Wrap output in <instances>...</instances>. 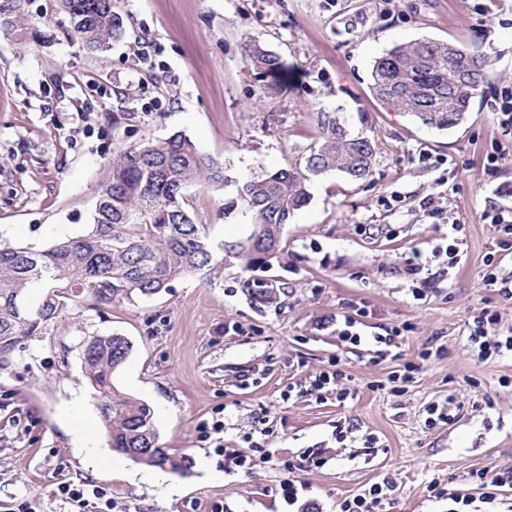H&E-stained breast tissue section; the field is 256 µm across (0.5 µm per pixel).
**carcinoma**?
I'll use <instances>...</instances> for the list:
<instances>
[{
  "instance_id": "obj_1",
  "label": "carcinoma",
  "mask_w": 512,
  "mask_h": 512,
  "mask_svg": "<svg viewBox=\"0 0 512 512\" xmlns=\"http://www.w3.org/2000/svg\"><path fill=\"white\" fill-rule=\"evenodd\" d=\"M26 0L0 9V33L24 47L28 29L20 20ZM71 22V36L92 53H102L123 35V18L112 0H57ZM244 59L263 75L281 68L263 45H245ZM491 70L489 57L475 46L417 39L396 44L377 58L370 90L381 102L421 124L447 130L469 111ZM320 139L301 163L277 169L239 187L235 200L255 216L252 233L232 244L214 245L192 218L187 189L202 183L224 188V163L175 132L120 153L112 178L101 187L92 222L82 235L44 250L0 244V359L39 336H46L69 301L82 296L97 308L133 296L153 297L170 284L205 270L220 276L235 260L245 270L267 264L282 250L285 225L308 199V184L331 172L350 180L370 176L374 145L350 138L338 113L317 111ZM89 384L98 400L111 448L136 463L188 471L189 461L170 456L159 444L150 407L122 392L114 377L130 351L118 334H89L79 345ZM134 448H150L146 458Z\"/></svg>"
}]
</instances>
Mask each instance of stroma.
Masks as SVG:
<instances>
[{
  "label": "stroma",
  "mask_w": 512,
  "mask_h": 512,
  "mask_svg": "<svg viewBox=\"0 0 512 512\" xmlns=\"http://www.w3.org/2000/svg\"><path fill=\"white\" fill-rule=\"evenodd\" d=\"M113 5L125 32L103 53L71 37L56 0H29L26 48L0 34V241L43 248L80 235L113 157L176 131L224 162L222 191H188L216 244L251 233L253 214L223 203L238 183L302 160L319 139L317 109L340 113L348 137L373 143L372 174L313 180L269 264L233 263L212 282L187 276L101 311L78 299L50 334L0 362V499L67 512L51 494L64 476L106 488L117 512H211L217 502L224 512H337L385 483L383 512H451V500L431 493L437 483L485 512L473 472L512 470V354L479 360L471 340L484 307L512 327V299L481 285L495 238L486 214L512 207V147L496 175L482 166L502 138L489 104L512 86V0ZM421 38L473 44L492 61L447 131L369 89L378 57ZM250 42L274 52L282 71L253 70L243 58ZM423 278L431 287L418 300ZM257 281L270 300L252 297ZM340 314L355 318L360 345L338 335ZM92 333L130 341L116 383L150 406L162 447L189 460L186 474L165 466L149 482L148 466L112 450L79 357ZM379 336L391 340L388 357L374 355ZM332 359L347 398L311 386ZM408 362L410 381L395 387L392 374ZM435 404L451 423L429 424ZM219 417L225 446L246 450L252 435L269 462L240 468L201 441V425ZM92 448L102 465L89 464ZM291 471L303 484L295 505L280 488Z\"/></svg>",
  "instance_id": "1"
}]
</instances>
